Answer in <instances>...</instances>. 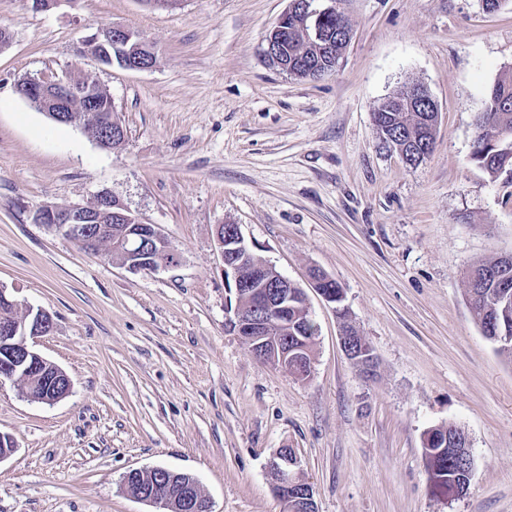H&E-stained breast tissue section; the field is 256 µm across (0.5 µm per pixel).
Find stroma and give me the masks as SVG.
I'll return each instance as SVG.
<instances>
[{
	"mask_svg": "<svg viewBox=\"0 0 512 512\" xmlns=\"http://www.w3.org/2000/svg\"><path fill=\"white\" fill-rule=\"evenodd\" d=\"M290 0H0V289L44 309L35 350L70 393L52 405L0 382V512H154L123 477L194 476L212 512H281L269 466L294 449L318 512H512V363L483 336L465 295L469 263L512 254V181L473 165L474 119L512 70V6L481 0H319L351 42L319 80L264 54ZM156 51L129 71L78 55L99 26ZM88 75L127 131L100 149L16 92L27 77ZM424 84L439 108L433 152L407 165L372 121ZM107 192L156 225L177 264L133 274L35 222L47 203ZM239 225L263 262L306 289L318 327L309 379L257 359L226 332L234 295L214 243ZM318 269L343 289L378 359L364 377L341 345ZM465 430L476 473L437 492L423 436Z\"/></svg>",
	"mask_w": 512,
	"mask_h": 512,
	"instance_id": "35a3bbf8",
	"label": "stroma"
}]
</instances>
